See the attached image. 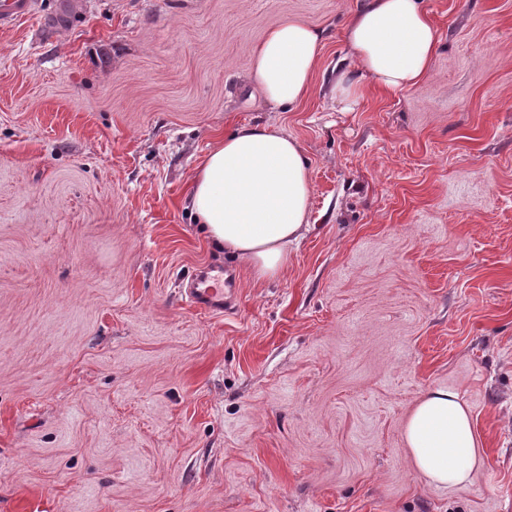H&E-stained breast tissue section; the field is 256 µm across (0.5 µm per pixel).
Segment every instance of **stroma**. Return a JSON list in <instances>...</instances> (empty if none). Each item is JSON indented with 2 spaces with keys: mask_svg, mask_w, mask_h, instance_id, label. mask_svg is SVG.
I'll list each match as a JSON object with an SVG mask.
<instances>
[{
  "mask_svg": "<svg viewBox=\"0 0 512 512\" xmlns=\"http://www.w3.org/2000/svg\"><path fill=\"white\" fill-rule=\"evenodd\" d=\"M366 0H85L0 29V512H512V0H423L430 74L357 77ZM326 29L308 94L250 78L271 27ZM263 124L310 165L309 228L256 281L190 177ZM233 273V308L185 291ZM468 406L466 487L411 467L433 386Z\"/></svg>",
  "mask_w": 512,
  "mask_h": 512,
  "instance_id": "obj_1",
  "label": "stroma"
}]
</instances>
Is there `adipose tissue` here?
I'll return each mask as SVG.
<instances>
[{
	"label": "adipose tissue",
	"instance_id": "ef3b65f1",
	"mask_svg": "<svg viewBox=\"0 0 512 512\" xmlns=\"http://www.w3.org/2000/svg\"><path fill=\"white\" fill-rule=\"evenodd\" d=\"M323 35L298 17L272 27L254 53L251 76L272 104L292 105L310 90ZM359 79H341L344 99L366 87L391 93L430 72L437 29L421 0H368L347 28ZM370 85H363L362 77ZM309 165L299 143L263 125L236 128L210 149L190 183V210L204 236L254 279L280 274L288 246L308 225ZM403 438L415 471L429 484L456 489L482 463L468 407L445 386L427 389L408 415Z\"/></svg>",
	"mask_w": 512,
	"mask_h": 512
}]
</instances>
